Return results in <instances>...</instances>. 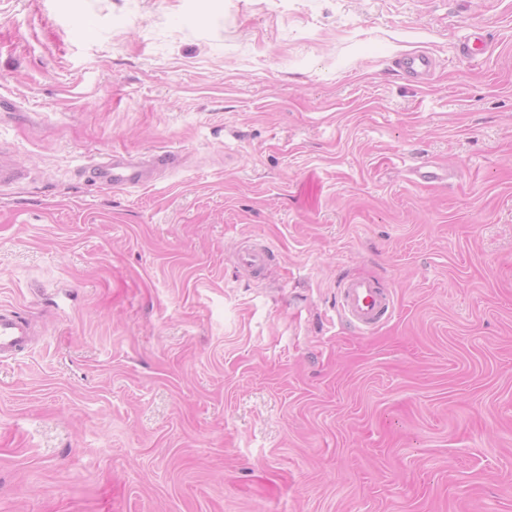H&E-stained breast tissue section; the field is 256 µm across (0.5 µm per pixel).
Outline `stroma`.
I'll list each match as a JSON object with an SVG mask.
<instances>
[{
	"label": "stroma",
	"instance_id": "1",
	"mask_svg": "<svg viewBox=\"0 0 512 512\" xmlns=\"http://www.w3.org/2000/svg\"><path fill=\"white\" fill-rule=\"evenodd\" d=\"M1 150L0 512H512V0H0ZM397 66L420 82L429 80L432 73V60L424 52L407 53L396 60ZM94 178L112 185L113 188L135 186L143 183V171L132 165H124L117 162L97 163L90 168ZM394 311L391 289L376 281L348 278L339 285L338 313L355 329L372 330L389 320ZM31 323L19 312L0 309V361L25 353L32 341Z\"/></svg>",
	"mask_w": 512,
	"mask_h": 512
}]
</instances>
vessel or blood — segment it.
I'll return each mask as SVG.
<instances>
[{"label":"vessel or blood","instance_id":"b4317fda","mask_svg":"<svg viewBox=\"0 0 512 512\" xmlns=\"http://www.w3.org/2000/svg\"><path fill=\"white\" fill-rule=\"evenodd\" d=\"M397 66L419 81L432 73V60L423 52L407 53L396 60ZM94 178L112 187L135 186L143 181L139 167L101 162L91 166ZM395 311L390 288L369 279L348 278L339 285L338 313L349 326L368 331L389 320ZM31 323L19 312L0 309V360L25 353L31 344Z\"/></svg>","mask_w":512,"mask_h":512}]
</instances>
